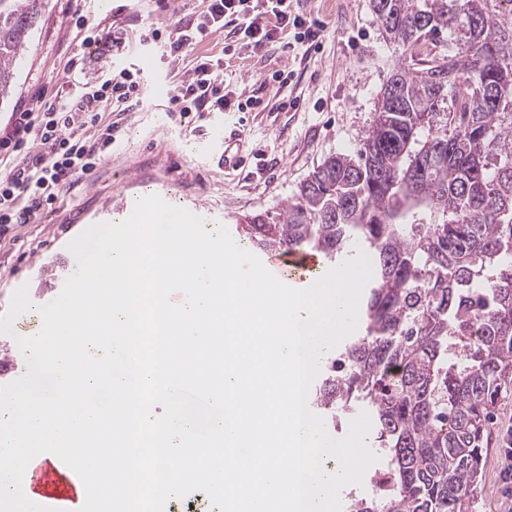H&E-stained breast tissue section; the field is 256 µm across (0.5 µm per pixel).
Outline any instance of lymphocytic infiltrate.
Returning <instances> with one entry per match:
<instances>
[{
  "instance_id": "obj_1",
  "label": "lymphocytic infiltrate",
  "mask_w": 512,
  "mask_h": 512,
  "mask_svg": "<svg viewBox=\"0 0 512 512\" xmlns=\"http://www.w3.org/2000/svg\"><path fill=\"white\" fill-rule=\"evenodd\" d=\"M287 5L288 0H207L203 14L177 22L167 39L155 31L143 34L134 49L178 57L231 21L255 48L271 46L278 32L293 24L300 27L299 39L307 48L320 50L321 25L289 18ZM146 88L144 75L121 66L97 86L78 85L64 97L39 90L28 108L13 113L9 129L0 132V240L15 226L32 223L95 170L120 132L116 124H103V112L129 111ZM254 102V96L234 99L226 92L223 59H201L178 80L168 108L186 116L243 112Z\"/></svg>"
}]
</instances>
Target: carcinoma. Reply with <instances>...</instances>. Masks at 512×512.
Listing matches in <instances>:
<instances>
[{"instance_id":"cac0c4a2","label":"carcinoma","mask_w":512,"mask_h":512,"mask_svg":"<svg viewBox=\"0 0 512 512\" xmlns=\"http://www.w3.org/2000/svg\"><path fill=\"white\" fill-rule=\"evenodd\" d=\"M506 0H371L401 51L352 153L323 160L259 247L375 266L350 342L316 390L360 407L386 468L350 512H475L487 425L512 383V7ZM40 0H0V96ZM456 49L433 54L443 32Z\"/></svg>"}]
</instances>
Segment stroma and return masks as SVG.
Instances as JSON below:
<instances>
[{
	"mask_svg": "<svg viewBox=\"0 0 512 512\" xmlns=\"http://www.w3.org/2000/svg\"><path fill=\"white\" fill-rule=\"evenodd\" d=\"M290 8L323 25L321 51H306L287 30L279 42L254 52L243 48L231 23L214 43L197 45L192 55L176 61L152 58V66L174 80L195 57L223 58L226 88L258 91L260 101L244 112L176 115L165 122L158 119L164 102L151 96L133 111L104 112V122L118 123L121 135L80 193L62 194L34 223L19 226L13 239L0 242V316L20 289L35 307L55 300L71 275L69 243L91 226L112 222L132 197L157 195L189 211L205 204V229L226 226L246 250L250 244L243 225L258 218L271 221L325 158L357 149L399 53L383 35L370 0H292ZM81 17L86 28L131 36L161 22L151 0H112L105 13L95 0H41L12 89L0 98V129L40 86L63 96L72 84L96 85L111 70L119 51L84 46L85 28L76 26ZM75 54L82 63L71 72L67 62ZM284 67L294 76L281 87L272 76ZM282 99L293 101V108L278 110ZM228 128L237 130L246 159L243 167L229 171L220 160ZM198 140L210 145V156L195 153ZM511 436L512 389L499 400L488 425L476 512H512V476L505 474L504 458Z\"/></svg>",
	"mask_w": 512,
	"mask_h": 512,
	"instance_id": "obj_1",
	"label": "stroma"
}]
</instances>
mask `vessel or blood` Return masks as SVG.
<instances>
[{"instance_id":"1","label":"vessel or blood","mask_w":512,"mask_h":512,"mask_svg":"<svg viewBox=\"0 0 512 512\" xmlns=\"http://www.w3.org/2000/svg\"><path fill=\"white\" fill-rule=\"evenodd\" d=\"M261 261L268 271L287 285L306 288L320 277L319 260L313 255L281 251L262 256ZM22 491L45 512H79L86 495L80 477L51 453L29 462Z\"/></svg>"}]
</instances>
